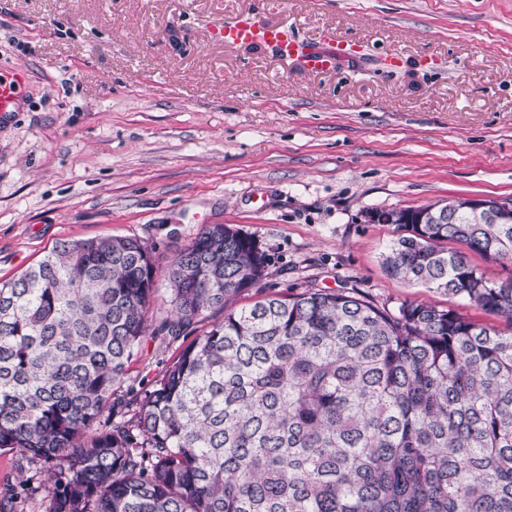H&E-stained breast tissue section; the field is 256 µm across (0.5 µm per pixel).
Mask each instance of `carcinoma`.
<instances>
[{
  "label": "carcinoma",
  "mask_w": 512,
  "mask_h": 512,
  "mask_svg": "<svg viewBox=\"0 0 512 512\" xmlns=\"http://www.w3.org/2000/svg\"><path fill=\"white\" fill-rule=\"evenodd\" d=\"M400 224L390 276L512 322V225L466 200ZM209 224L170 267V317L138 237L61 241L0 282V450L50 473L46 512H512V334L453 309L344 289L224 314L144 394L119 398L148 331L177 338L265 277ZM470 260L492 280H502L512 276V262L485 259L477 254H471Z\"/></svg>",
  "instance_id": "obj_1"
}]
</instances>
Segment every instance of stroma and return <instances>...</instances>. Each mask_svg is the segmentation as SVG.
<instances>
[{
    "label": "stroma",
    "mask_w": 512,
    "mask_h": 512,
    "mask_svg": "<svg viewBox=\"0 0 512 512\" xmlns=\"http://www.w3.org/2000/svg\"><path fill=\"white\" fill-rule=\"evenodd\" d=\"M289 39L349 41L310 72L227 46L244 16ZM27 69L0 117V281L62 240L138 237L168 269L207 224L256 240L265 277L232 307L349 288L512 331L459 297L390 277L396 225L372 209L512 199V0H0V70ZM187 338L147 336L128 368L151 388Z\"/></svg>",
    "instance_id": "1"
}]
</instances>
